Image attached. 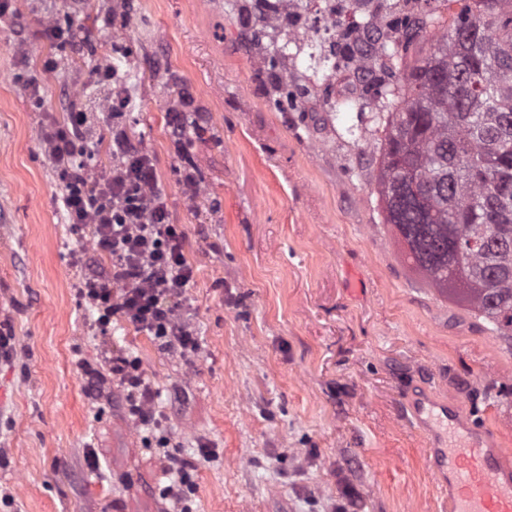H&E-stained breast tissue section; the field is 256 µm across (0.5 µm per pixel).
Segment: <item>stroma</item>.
Returning a JSON list of instances; mask_svg holds the SVG:
<instances>
[{
    "mask_svg": "<svg viewBox=\"0 0 512 512\" xmlns=\"http://www.w3.org/2000/svg\"><path fill=\"white\" fill-rule=\"evenodd\" d=\"M249 2L11 0L0 15V324L15 345L0 361V512H173L163 455L204 446L194 512H448L416 395L512 448V340L424 285L383 222L382 100L331 105L303 61L288 79L309 106L278 110ZM54 26L73 39L50 40ZM118 41L121 80H100ZM184 97L178 143L168 114ZM75 112L87 165L118 168L119 130L151 157L195 269L197 356L123 320L100 335L76 284L111 259L68 224L43 142ZM117 350L139 359L162 430L134 424L120 389L89 390L85 367L107 372Z\"/></svg>",
    "mask_w": 512,
    "mask_h": 512,
    "instance_id": "1",
    "label": "stroma"
}]
</instances>
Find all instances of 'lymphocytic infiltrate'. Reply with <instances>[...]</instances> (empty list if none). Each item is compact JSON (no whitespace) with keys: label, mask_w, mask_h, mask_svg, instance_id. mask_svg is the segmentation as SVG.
Instances as JSON below:
<instances>
[{"label":"lymphocytic infiltrate","mask_w":512,"mask_h":512,"mask_svg":"<svg viewBox=\"0 0 512 512\" xmlns=\"http://www.w3.org/2000/svg\"><path fill=\"white\" fill-rule=\"evenodd\" d=\"M82 125V114H75L70 126L45 130L43 139L64 186L62 203L69 222L89 225L98 250L112 257L108 275L91 271L83 278V295L98 313L101 335H108L113 318L119 317L180 354H198L199 342L180 317L194 268L184 253L183 230L169 221L151 158L118 142L122 166L110 176L91 179L81 146ZM110 372L134 423L160 428L152 408L155 392L139 360L113 357ZM213 455L210 448L200 449L195 458L166 454L165 470L175 479L164 494L178 512H192L191 475Z\"/></svg>","instance_id":"obj_1"}]
</instances>
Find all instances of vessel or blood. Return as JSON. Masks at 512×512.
I'll list each match as a JSON object with an SVG mask.
<instances>
[{"instance_id": "obj_1", "label": "vessel or blood", "mask_w": 512, "mask_h": 512, "mask_svg": "<svg viewBox=\"0 0 512 512\" xmlns=\"http://www.w3.org/2000/svg\"><path fill=\"white\" fill-rule=\"evenodd\" d=\"M408 409L417 420L433 411L456 440L440 449L435 463L436 470L448 473V512H512V463L503 449L490 446L457 409L436 399L410 402Z\"/></svg>"}]
</instances>
